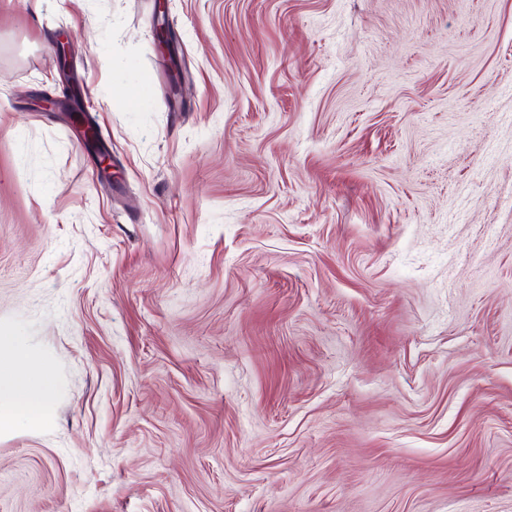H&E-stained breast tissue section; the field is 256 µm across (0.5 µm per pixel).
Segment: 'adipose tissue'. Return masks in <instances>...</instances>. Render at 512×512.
I'll return each instance as SVG.
<instances>
[{
    "label": "adipose tissue",
    "instance_id": "adipose-tissue-1",
    "mask_svg": "<svg viewBox=\"0 0 512 512\" xmlns=\"http://www.w3.org/2000/svg\"><path fill=\"white\" fill-rule=\"evenodd\" d=\"M54 392L49 368L34 363L29 347L19 337L0 336V436L50 426Z\"/></svg>",
    "mask_w": 512,
    "mask_h": 512
}]
</instances>
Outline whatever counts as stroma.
<instances>
[{"label":"stroma","instance_id":"1","mask_svg":"<svg viewBox=\"0 0 512 512\" xmlns=\"http://www.w3.org/2000/svg\"><path fill=\"white\" fill-rule=\"evenodd\" d=\"M0 334V512H512V0H0ZM33 358L19 336H0L1 437L19 427L37 431L52 423L55 380L49 368Z\"/></svg>","mask_w":512,"mask_h":512}]
</instances>
